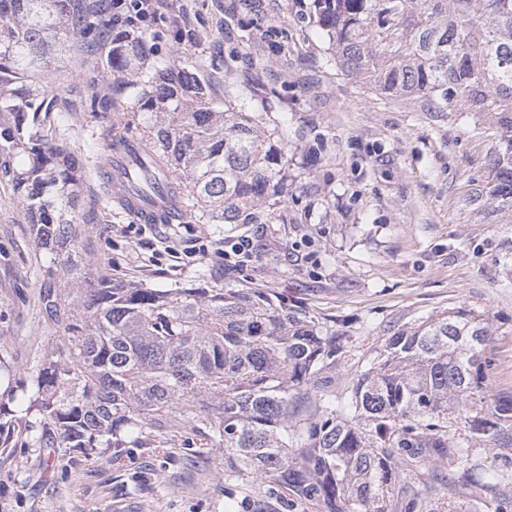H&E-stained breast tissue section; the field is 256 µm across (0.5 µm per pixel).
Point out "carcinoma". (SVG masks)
Masks as SVG:
<instances>
[{
    "label": "carcinoma",
    "instance_id": "obj_1",
    "mask_svg": "<svg viewBox=\"0 0 512 512\" xmlns=\"http://www.w3.org/2000/svg\"><path fill=\"white\" fill-rule=\"evenodd\" d=\"M72 0H0V173L34 220L37 245L74 287L45 296L58 327L25 413L0 421L35 448L168 454L186 429L208 441L191 463L226 481L265 479L320 512H453L465 494L512 508V393L484 386L486 319L465 307L396 328L338 390L346 336L263 288H148L92 279L77 249L83 187L59 117L42 92L47 59L75 39L109 46L105 66L126 106L105 132L112 151L140 145L127 190L163 184L185 215L245 224L274 214L288 163L279 125L196 69L138 66L146 42L111 34ZM336 63L421 112L461 107L497 127L490 173L471 202L512 216V0H314ZM483 448L486 457L476 456Z\"/></svg>",
    "mask_w": 512,
    "mask_h": 512
}]
</instances>
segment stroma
<instances>
[{
    "instance_id": "1",
    "label": "stroma",
    "mask_w": 512,
    "mask_h": 512,
    "mask_svg": "<svg viewBox=\"0 0 512 512\" xmlns=\"http://www.w3.org/2000/svg\"><path fill=\"white\" fill-rule=\"evenodd\" d=\"M313 0H176L163 18L131 28L157 59L190 65L215 98L230 95L284 122L288 195L259 224L186 220L131 230L99 195L109 155L90 98L112 93L103 52L65 43L42 83L63 120L64 143L81 162V248L93 276L150 288H268L318 317L335 319L349 352L336 378L347 386L394 328L464 306L489 317L485 387L512 391V223L488 224L466 197L483 182L497 132L471 112L441 117L398 103L345 75L313 17ZM253 243L241 268L191 256L197 238ZM32 217L0 178V404L15 408L55 342L42 296L65 287L49 275ZM199 437H179L168 456L138 449L116 468L81 449L34 448L15 437L0 453V512H251L255 496L275 512H318L286 502L264 480L225 483L190 467Z\"/></svg>"
}]
</instances>
